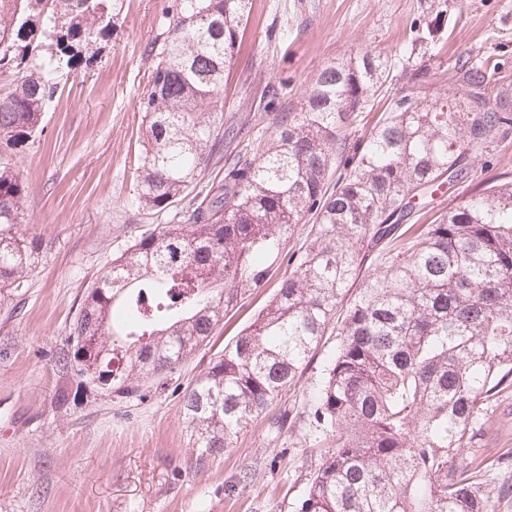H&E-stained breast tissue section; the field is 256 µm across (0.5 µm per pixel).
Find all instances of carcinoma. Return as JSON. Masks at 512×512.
Returning a JSON list of instances; mask_svg holds the SVG:
<instances>
[{
    "instance_id": "cac0c4a2",
    "label": "carcinoma",
    "mask_w": 512,
    "mask_h": 512,
    "mask_svg": "<svg viewBox=\"0 0 512 512\" xmlns=\"http://www.w3.org/2000/svg\"><path fill=\"white\" fill-rule=\"evenodd\" d=\"M251 0H174L139 100L144 128L135 201L169 223L112 259L85 295L56 367L119 400L141 396L210 340L285 264L257 318L186 388L181 410L197 462L296 385L331 324L338 342L312 395L326 450L297 512H498L473 451L490 401L512 391V181L408 223L470 177L512 133V80L457 62L454 87L406 98L350 142L392 72L384 54L326 63L300 111L224 159V72ZM124 0H0V144L43 132L61 83L94 59ZM201 198L173 211L190 194ZM26 186L0 164V299L40 262L21 219ZM313 219L303 250L293 227Z\"/></svg>"
}]
</instances>
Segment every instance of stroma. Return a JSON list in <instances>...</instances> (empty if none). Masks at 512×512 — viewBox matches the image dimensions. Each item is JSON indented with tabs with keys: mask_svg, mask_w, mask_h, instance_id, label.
<instances>
[{
	"mask_svg": "<svg viewBox=\"0 0 512 512\" xmlns=\"http://www.w3.org/2000/svg\"><path fill=\"white\" fill-rule=\"evenodd\" d=\"M171 0H125L119 25L91 64L72 75L47 112L44 131L17 149L0 147V163L27 186L23 215L42 261L0 306V512H296L323 447L311 423V395L326 336L301 379L278 403L288 431L270 434L258 418L223 457L198 467L179 397L211 358L272 298L270 281L224 319L212 341L164 384L120 401L94 389L59 406V389L76 382L55 367L69 327L113 255L167 223L135 205L142 126L138 101L148 84L149 49ZM436 47L418 43L428 22ZM414 45L412 56L401 49ZM391 56L393 75L356 129L367 135L411 88L404 68L424 66L422 95L443 94L459 58L512 75V0H253L224 86V149L237 152L273 118L298 110L303 92L332 58L358 50ZM469 181L436 197L416 223L489 183L512 179V136L490 160H476ZM491 487L512 484V393L493 401L475 439Z\"/></svg>",
	"mask_w": 512,
	"mask_h": 512,
	"instance_id": "1",
	"label": "stroma"
}]
</instances>
